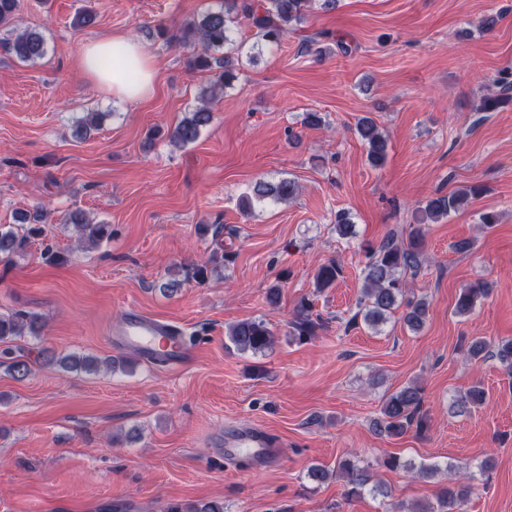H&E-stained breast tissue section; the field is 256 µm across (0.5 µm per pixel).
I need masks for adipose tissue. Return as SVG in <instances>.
Returning <instances> with one entry per match:
<instances>
[{"mask_svg":"<svg viewBox=\"0 0 512 512\" xmlns=\"http://www.w3.org/2000/svg\"><path fill=\"white\" fill-rule=\"evenodd\" d=\"M122 56L129 60L138 75L136 83H128L123 74L110 71L112 58ZM79 68L102 88L127 99L149 94L154 83L155 69L149 55L129 36L116 33L92 42L82 49Z\"/></svg>","mask_w":512,"mask_h":512,"instance_id":"obj_1","label":"adipose tissue"}]
</instances>
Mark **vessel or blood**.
<instances>
[{"label":"vessel or blood","mask_w":512,"mask_h":512,"mask_svg":"<svg viewBox=\"0 0 512 512\" xmlns=\"http://www.w3.org/2000/svg\"><path fill=\"white\" fill-rule=\"evenodd\" d=\"M110 338L116 349L136 353L154 365L163 363L174 369L190 356L178 327L135 308L127 313L121 324L112 328ZM224 445L251 461L265 462L276 454L279 442L265 429L238 428L225 434Z\"/></svg>","instance_id":"1"}]
</instances>
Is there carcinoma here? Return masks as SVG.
I'll use <instances>...</instances> for the list:
<instances>
[{"label":"carcinoma","mask_w":512,"mask_h":512,"mask_svg":"<svg viewBox=\"0 0 512 512\" xmlns=\"http://www.w3.org/2000/svg\"><path fill=\"white\" fill-rule=\"evenodd\" d=\"M314 0H221L215 10H209L196 19L188 21L181 29L180 35L169 41L186 46H200L189 60L188 66L193 70L211 73V80L198 96V106L191 115L170 130L169 141L177 146L195 142L203 127L212 120V105L219 100L224 90L233 86L237 78L235 61L227 49L234 45V34L239 26H246L255 31V35L270 44H278L295 26L304 22L307 12ZM20 0H0V29L6 31L7 37L0 40V49L13 60L33 65L43 60L48 54V41L44 33L37 29H21L17 25ZM500 91L485 100L482 111L496 110L512 101V80L501 77L496 80ZM356 133L364 144L367 161L373 168L382 167L388 157L389 141L377 124L369 117L361 118L356 125ZM295 184L282 180L278 183L257 182L253 197L258 201L279 202L293 196ZM480 186L470 185L464 189L431 197L420 207L419 222L435 223L447 217L450 212L460 209L469 200L478 196ZM44 221L43 210L35 212L34 222L29 224L0 225V256L9 258L23 252L30 239L40 232L38 224ZM79 234L80 240L91 246L98 244L108 235V225L91 224L85 220L80 211L70 212L63 218ZM422 231L414 229L407 242L397 243L392 239L381 242L376 247L366 248L367 262L363 268L364 285L359 301L358 311L347 321L346 327L354 328L358 320L377 326L386 322L399 308L404 307L401 319L412 331L423 327L428 311L424 300H404V284L400 278L403 270H416L421 265ZM341 274L336 261L323 264L315 276V292L334 285ZM489 293L485 284L470 285L461 289L455 302V312L467 315L476 306V302ZM312 302L302 298L296 308L294 331L299 337L314 335L317 323L312 318ZM29 330L36 335L41 330V317L33 313H0V344L11 342L15 337ZM228 342L239 352L260 353L269 348L273 342V332L264 321L243 320L231 325L227 331ZM468 356L479 360L491 354L502 364L512 370V340L499 342L490 346L485 340L476 338L467 346ZM7 367L17 379L28 376L29 365L24 360L12 357L10 348L3 349ZM486 392L479 386L471 387L464 396L456 400L454 407L468 410L485 403ZM424 399L422 388L410 383L386 396L380 408V416L372 421V428L378 435L390 438L401 437L411 431L420 433L427 427V414L423 411ZM389 469H403L408 473L423 478L434 476L432 467H415L412 463L402 462L395 456L383 461ZM336 475L344 482V498L347 501L359 498L366 492L387 496L381 485L370 484L369 464L357 461H341L336 472L332 473L322 466H313L308 471L309 478L324 483L329 476ZM471 487L448 486L437 497V505H424L416 512H455V505L467 498ZM165 512H224V502L206 501L184 506L170 503Z\"/></svg>","instance_id":"obj_1"}]
</instances>
